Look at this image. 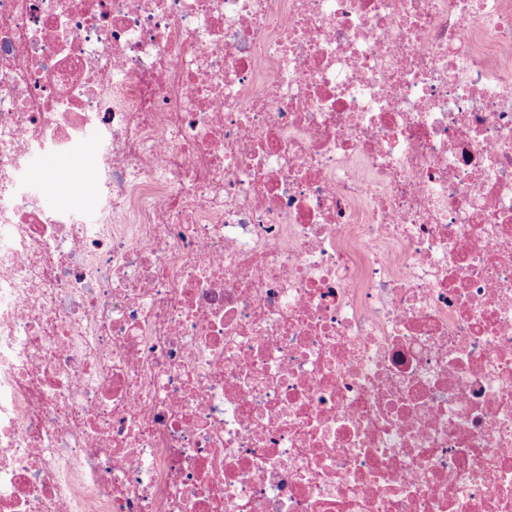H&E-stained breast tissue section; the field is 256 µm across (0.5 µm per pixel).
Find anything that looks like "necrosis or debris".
I'll return each instance as SVG.
<instances>
[{"mask_svg":"<svg viewBox=\"0 0 512 512\" xmlns=\"http://www.w3.org/2000/svg\"><path fill=\"white\" fill-rule=\"evenodd\" d=\"M0 512H512V0H0ZM98 146L89 144L85 147V152L83 153V157L86 159L87 167L86 169L77 175V177H72L67 172V169L65 166L60 165L58 166V176L57 181L60 178H66L68 181L72 182L73 184H77L83 187L85 189L87 194L94 193L96 189V183H95V167H94V156L96 154Z\"/></svg>","mask_w":512,"mask_h":512,"instance_id":"1","label":"necrosis or debris"}]
</instances>
